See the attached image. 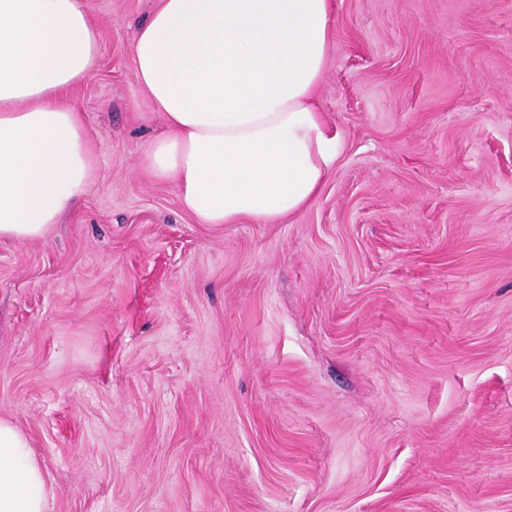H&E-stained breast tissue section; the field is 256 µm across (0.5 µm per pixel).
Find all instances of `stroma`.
I'll return each instance as SVG.
<instances>
[{"instance_id":"35a3bbf8","label":"stroma","mask_w":512,"mask_h":512,"mask_svg":"<svg viewBox=\"0 0 512 512\" xmlns=\"http://www.w3.org/2000/svg\"><path fill=\"white\" fill-rule=\"evenodd\" d=\"M335 2L322 191L200 224L141 168L151 0H84L95 179L0 243V417L47 512H512V0Z\"/></svg>"}]
</instances>
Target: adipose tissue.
<instances>
[{"instance_id": "1", "label": "adipose tissue", "mask_w": 512, "mask_h": 512, "mask_svg": "<svg viewBox=\"0 0 512 512\" xmlns=\"http://www.w3.org/2000/svg\"><path fill=\"white\" fill-rule=\"evenodd\" d=\"M335 0H153L130 52L165 131L143 167L202 224L303 211L341 134L319 104ZM82 0H0V242L43 239L82 198L95 162L70 91L94 72ZM28 436L0 418V512H46Z\"/></svg>"}]
</instances>
